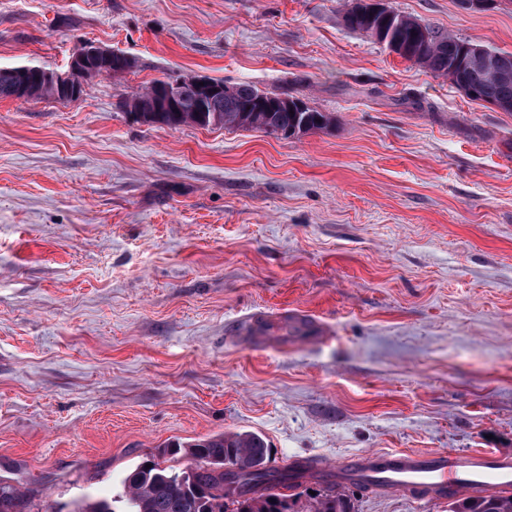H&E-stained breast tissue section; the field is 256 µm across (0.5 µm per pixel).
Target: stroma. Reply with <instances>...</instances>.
<instances>
[{
    "mask_svg": "<svg viewBox=\"0 0 512 512\" xmlns=\"http://www.w3.org/2000/svg\"><path fill=\"white\" fill-rule=\"evenodd\" d=\"M348 0H0V66L133 58L71 103L0 99V480L124 504L160 445L269 463L512 454V112L347 30ZM501 52L512 8L384 0ZM289 93L298 137L138 122L165 77ZM356 512L449 500L346 486Z\"/></svg>",
    "mask_w": 512,
    "mask_h": 512,
    "instance_id": "obj_1",
    "label": "stroma"
}]
</instances>
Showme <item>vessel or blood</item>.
<instances>
[{
	"label": "vessel or blood",
	"instance_id": "obj_1",
	"mask_svg": "<svg viewBox=\"0 0 512 512\" xmlns=\"http://www.w3.org/2000/svg\"><path fill=\"white\" fill-rule=\"evenodd\" d=\"M305 477L361 484L379 492L443 499L512 487V457L492 451H365L332 464H314Z\"/></svg>",
	"mask_w": 512,
	"mask_h": 512
}]
</instances>
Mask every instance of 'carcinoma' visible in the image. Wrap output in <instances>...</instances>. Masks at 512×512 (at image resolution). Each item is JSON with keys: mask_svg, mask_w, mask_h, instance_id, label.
I'll return each mask as SVG.
<instances>
[{"mask_svg": "<svg viewBox=\"0 0 512 512\" xmlns=\"http://www.w3.org/2000/svg\"><path fill=\"white\" fill-rule=\"evenodd\" d=\"M342 20L346 29L375 38L367 24L349 10H344ZM387 35L400 41L398 56L402 59L439 76H453L452 84L464 82L475 90L472 100L499 108L506 105L512 112V53L483 47L397 11L387 26ZM468 44L483 47L482 64L465 61L463 52ZM20 70L19 66L0 67V99L21 98L15 90ZM236 88L235 96L217 97L209 103V111L196 112L197 93L185 83L179 91L182 111L154 112L141 121L170 129L197 125L259 131L265 125L284 138L322 129L328 123L324 113L309 107L294 114L286 109L269 112L259 125L241 108L261 91L242 83ZM36 96L39 100L72 102L52 84H41ZM181 450L198 465L175 471L153 459L142 462L124 480L123 512H355L351 499L334 485L309 496L299 491L302 469L269 466L267 445L258 434L230 432L185 446L169 443L160 454ZM0 512H27L26 494L0 482ZM452 512H512V496L469 497L454 503Z\"/></svg>", "mask_w": 512, "mask_h": 512, "instance_id": "carcinoma-1", "label": "carcinoma"}]
</instances>
